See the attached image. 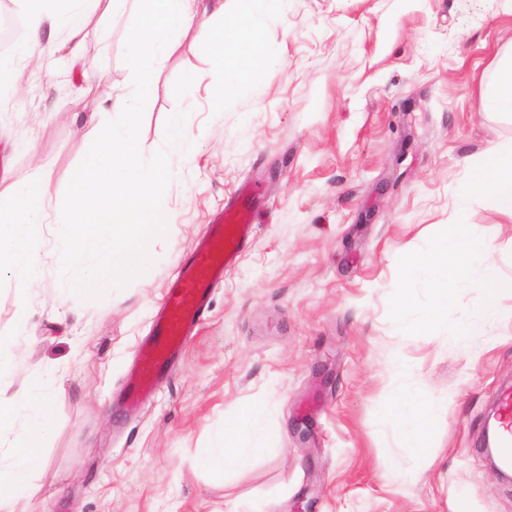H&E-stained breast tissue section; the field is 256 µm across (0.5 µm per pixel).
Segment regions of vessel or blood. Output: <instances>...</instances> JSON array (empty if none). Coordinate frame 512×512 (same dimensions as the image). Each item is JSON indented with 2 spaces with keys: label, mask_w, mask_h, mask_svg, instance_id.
Returning a JSON list of instances; mask_svg holds the SVG:
<instances>
[{
  "label": "vessel or blood",
  "mask_w": 512,
  "mask_h": 512,
  "mask_svg": "<svg viewBox=\"0 0 512 512\" xmlns=\"http://www.w3.org/2000/svg\"><path fill=\"white\" fill-rule=\"evenodd\" d=\"M249 211V200L238 198L222 221L208 225L192 255L180 263L176 284L166 292L151 334L137 351L125 387L128 401L147 399L170 373L189 333L201 320L214 284L236 262L251 233ZM500 445L503 456L512 455V399L507 397L501 402Z\"/></svg>",
  "instance_id": "vessel-or-blood-1"
}]
</instances>
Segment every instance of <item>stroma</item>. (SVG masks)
I'll return each mask as SVG.
<instances>
[{"instance_id":"stroma-1","label":"stroma","mask_w":512,"mask_h":512,"mask_svg":"<svg viewBox=\"0 0 512 512\" xmlns=\"http://www.w3.org/2000/svg\"><path fill=\"white\" fill-rule=\"evenodd\" d=\"M137 23L114 19L104 36L90 21L78 60L57 57L0 95L1 183L44 166L48 199L75 192L104 93L131 85ZM207 29L202 17L181 35L138 117L146 156L165 151L174 112L196 142L194 158L170 160L160 209L174 219L149 242L169 261L73 305L55 290L73 274L57 248L65 228L47 224L44 280L24 294L0 280V350L16 366L0 391L57 405L37 494L20 512H512V482L480 444L512 390V291L460 349L448 331L480 319L478 289L451 292L431 330L393 324L397 288L416 311L434 299L403 270L406 248L448 225L494 240L489 260L512 277V218L486 192L458 205L471 165L512 143V122L483 106L512 54V0H272L263 41L275 54L220 115L208 89L225 72ZM244 185L257 210L239 259L154 397L123 408L126 371L179 261ZM403 391L440 409L431 455L395 431L390 404ZM247 406L267 416L265 454L225 476L204 468L199 449Z\"/></svg>"}]
</instances>
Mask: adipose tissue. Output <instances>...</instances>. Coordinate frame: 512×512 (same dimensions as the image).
Wrapping results in <instances>:
<instances>
[{"label":"adipose tissue","mask_w":512,"mask_h":512,"mask_svg":"<svg viewBox=\"0 0 512 512\" xmlns=\"http://www.w3.org/2000/svg\"><path fill=\"white\" fill-rule=\"evenodd\" d=\"M239 2V21L226 27L222 24L224 0H18L27 17V35L15 51L0 53V74L6 76L10 88L18 85L28 64H40L64 49L71 57H79L87 37V12L108 20L136 10L142 20L127 38L136 90L129 95L106 93L90 147L91 159L76 175L78 198L66 197L55 205H46V189L51 181L46 169L37 171L31 180L12 182L0 189V274L23 286L42 278L38 238L46 224L71 229L63 240L61 254L74 273L59 286L60 293L70 301H78L89 291H111L117 275L133 277L160 262V255L148 251L146 243L163 225L157 200L173 176L167 158H190L195 143L176 113L170 119L165 156L145 158L138 141V111L153 91L155 75L175 53L179 33L202 16L216 24L208 47L217 61L225 62L230 54L236 58L224 83L210 91L214 111H223L226 99L257 75L270 56L260 39L269 18V0ZM472 171V178L462 190L461 204H468L476 193L488 191L498 210L512 217V153L489 147ZM465 230V225H451L450 239L433 242L425 251L408 256L407 267L428 278L438 302L414 313L406 294H399L394 304L399 330L427 328L446 317L442 300L450 290L459 288L483 289V316L498 317L496 297L502 289L512 288V278H504L489 262L494 243L468 236ZM452 245L465 254L463 272L455 279L448 276V248ZM395 408L402 413L399 427L415 453H428L434 446L437 407L409 395ZM54 416L55 404L49 398L29 392L0 395V434L13 430L17 421L25 423L14 444L0 448V458L9 461L6 471H0V512H15L14 506L22 496L34 495L29 478L43 467L35 444L50 433ZM262 430L263 419L258 412H242L225 427L217 446L200 450L202 465L219 472L247 468L263 450L242 445L241 437Z\"/></svg>","instance_id":"obj_1"}]
</instances>
